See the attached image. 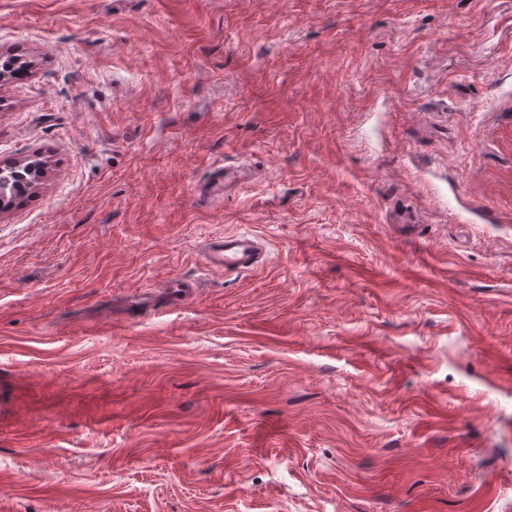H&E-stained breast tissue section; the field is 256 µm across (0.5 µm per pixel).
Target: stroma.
Masks as SVG:
<instances>
[{
  "instance_id": "35a3bbf8",
  "label": "stroma",
  "mask_w": 512,
  "mask_h": 512,
  "mask_svg": "<svg viewBox=\"0 0 512 512\" xmlns=\"http://www.w3.org/2000/svg\"><path fill=\"white\" fill-rule=\"evenodd\" d=\"M1 50L0 512H512V0H0ZM200 257L206 267L224 272H251L264 267L268 260L260 238L240 232L209 238Z\"/></svg>"
}]
</instances>
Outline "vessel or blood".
<instances>
[{
    "mask_svg": "<svg viewBox=\"0 0 512 512\" xmlns=\"http://www.w3.org/2000/svg\"><path fill=\"white\" fill-rule=\"evenodd\" d=\"M200 257L206 267L227 272H251L267 263V252L259 237L240 232L209 238Z\"/></svg>",
    "mask_w": 512,
    "mask_h": 512,
    "instance_id": "vessel-or-blood-1",
    "label": "vessel or blood"
}]
</instances>
